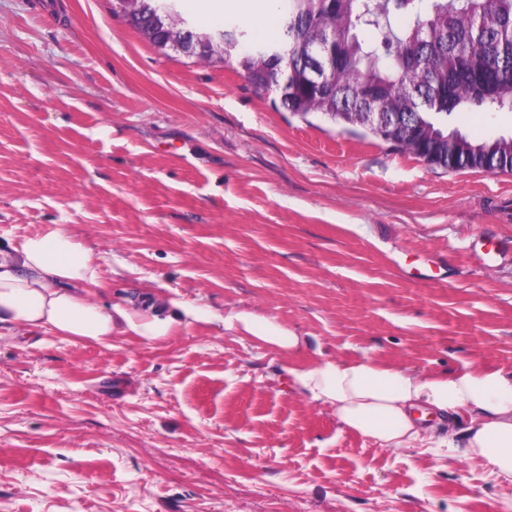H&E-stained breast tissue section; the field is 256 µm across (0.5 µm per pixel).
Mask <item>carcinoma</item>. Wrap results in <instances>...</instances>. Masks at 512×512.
I'll return each mask as SVG.
<instances>
[{
    "mask_svg": "<svg viewBox=\"0 0 512 512\" xmlns=\"http://www.w3.org/2000/svg\"><path fill=\"white\" fill-rule=\"evenodd\" d=\"M281 40L245 49L244 34L201 53L204 63L237 62L259 91L275 90L290 112L320 113L375 137L366 112L401 116L385 141H413L432 164L512 172V138L470 140L445 117L479 107L512 112V0H286ZM152 0L115 14L148 34ZM405 15L409 23L391 22ZM370 39L361 38L363 32Z\"/></svg>",
    "mask_w": 512,
    "mask_h": 512,
    "instance_id": "1",
    "label": "carcinoma"
}]
</instances>
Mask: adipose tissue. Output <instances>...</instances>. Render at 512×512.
<instances>
[{"mask_svg":"<svg viewBox=\"0 0 512 512\" xmlns=\"http://www.w3.org/2000/svg\"><path fill=\"white\" fill-rule=\"evenodd\" d=\"M97 283L91 248L56 228L26 237L13 259H0V322L55 331L105 343L133 331L142 340L167 336L182 317L211 319L209 310L168 298L148 288L122 305L101 304L90 292ZM225 329L247 333L258 346L286 355L302 339L252 312H232ZM288 385L298 396L334 412L341 427L400 451L432 440L454 449L455 460H479L491 475L512 480V374L465 366L455 372L424 374L368 358L320 356L314 363L286 366ZM467 412L465 448L456 430L435 437L434 424Z\"/></svg>","mask_w":512,"mask_h":512,"instance_id":"1","label":"adipose tissue"}]
</instances>
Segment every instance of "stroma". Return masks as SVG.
Listing matches in <instances>:
<instances>
[{
    "label": "stroma",
    "mask_w": 512,
    "mask_h": 512,
    "mask_svg": "<svg viewBox=\"0 0 512 512\" xmlns=\"http://www.w3.org/2000/svg\"><path fill=\"white\" fill-rule=\"evenodd\" d=\"M174 0L187 28L259 20ZM158 49L112 0H0V256L60 227L135 290L250 311L285 358L194 322L100 345L0 325V512H503L512 482L396 453L288 389V362L512 373V172L444 169ZM472 140L512 112H458Z\"/></svg>",
    "instance_id": "stroma-1"
}]
</instances>
